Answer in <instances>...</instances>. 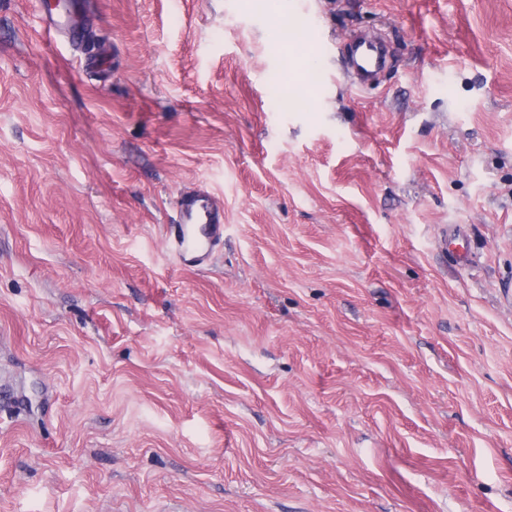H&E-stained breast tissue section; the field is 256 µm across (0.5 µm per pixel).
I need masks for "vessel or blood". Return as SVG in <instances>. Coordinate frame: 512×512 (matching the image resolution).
Instances as JSON below:
<instances>
[{"instance_id":"obj_1","label":"vessel or blood","mask_w":512,"mask_h":512,"mask_svg":"<svg viewBox=\"0 0 512 512\" xmlns=\"http://www.w3.org/2000/svg\"><path fill=\"white\" fill-rule=\"evenodd\" d=\"M42 31L46 35L64 34L78 39L80 28L76 23L72 8L61 0H55L45 11ZM382 65V57L377 47L368 41H358L353 68L361 75L370 76ZM224 237V207L208 190L196 188L183 192L178 199V232L173 245L178 258L196 265L209 258L213 246Z\"/></svg>"}]
</instances>
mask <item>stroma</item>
I'll return each instance as SVG.
<instances>
[{
  "mask_svg": "<svg viewBox=\"0 0 512 512\" xmlns=\"http://www.w3.org/2000/svg\"><path fill=\"white\" fill-rule=\"evenodd\" d=\"M78 2L0 0V512H512V0ZM52 3L53 8L49 5L46 7L42 32L48 35V37H51L53 34H64L73 40L78 39L80 27L73 16V3L66 8L60 1ZM382 65V57L378 48L371 42L360 40L357 42L352 67L363 76H371ZM178 232L173 245L178 258L196 266L209 258L213 246L224 238V207L208 190L196 188L178 199ZM200 224V225H198ZM198 225L190 234V227Z\"/></svg>",
  "mask_w": 512,
  "mask_h": 512,
  "instance_id": "obj_1",
  "label": "stroma"
}]
</instances>
